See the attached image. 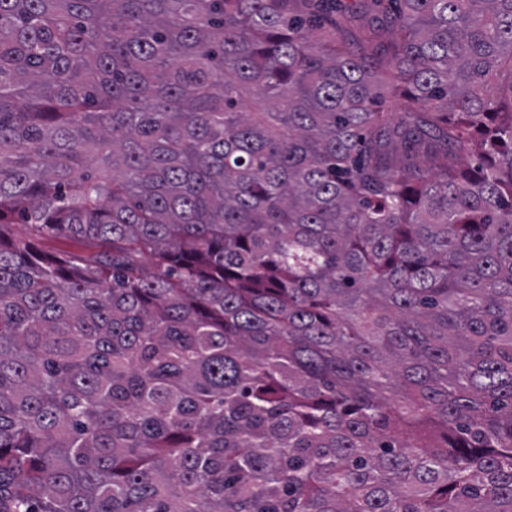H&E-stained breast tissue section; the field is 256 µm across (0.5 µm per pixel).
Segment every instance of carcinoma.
Listing matches in <instances>:
<instances>
[{"label": "carcinoma", "instance_id": "obj_1", "mask_svg": "<svg viewBox=\"0 0 512 512\" xmlns=\"http://www.w3.org/2000/svg\"><path fill=\"white\" fill-rule=\"evenodd\" d=\"M386 1L0 0V512H512V0Z\"/></svg>", "mask_w": 512, "mask_h": 512}]
</instances>
